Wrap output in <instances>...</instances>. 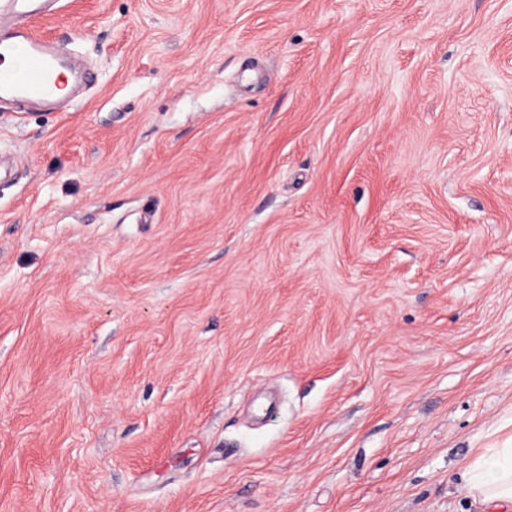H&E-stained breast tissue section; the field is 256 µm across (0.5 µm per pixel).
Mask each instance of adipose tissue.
<instances>
[{"label":"adipose tissue","mask_w":512,"mask_h":512,"mask_svg":"<svg viewBox=\"0 0 512 512\" xmlns=\"http://www.w3.org/2000/svg\"><path fill=\"white\" fill-rule=\"evenodd\" d=\"M468 490L484 502L512 505V448H489L467 465Z\"/></svg>","instance_id":"ef3b65f1"}]
</instances>
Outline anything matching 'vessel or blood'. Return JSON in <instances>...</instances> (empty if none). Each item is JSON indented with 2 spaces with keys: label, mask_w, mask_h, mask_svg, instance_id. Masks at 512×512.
<instances>
[{
  "label": "vessel or blood",
  "mask_w": 512,
  "mask_h": 512,
  "mask_svg": "<svg viewBox=\"0 0 512 512\" xmlns=\"http://www.w3.org/2000/svg\"><path fill=\"white\" fill-rule=\"evenodd\" d=\"M55 0H0V97L14 96L37 102L59 101L64 88L73 87L74 71L44 42L35 38L29 20L52 9Z\"/></svg>",
  "instance_id": "vessel-or-blood-1"
}]
</instances>
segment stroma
Here are the masks:
<instances>
[{
	"mask_svg": "<svg viewBox=\"0 0 512 512\" xmlns=\"http://www.w3.org/2000/svg\"><path fill=\"white\" fill-rule=\"evenodd\" d=\"M0 102V512H498L512 0H60ZM55 0H2L0 18L12 23L9 30L0 27V97L14 96L37 102L61 100V92L77 79L44 42L28 29V21L35 15L50 11ZM14 61L16 66L10 65ZM468 490L484 502L512 505V448H488L466 466Z\"/></svg>",
	"mask_w": 512,
	"mask_h": 512,
	"instance_id": "35a3bbf8",
	"label": "stroma"
}]
</instances>
